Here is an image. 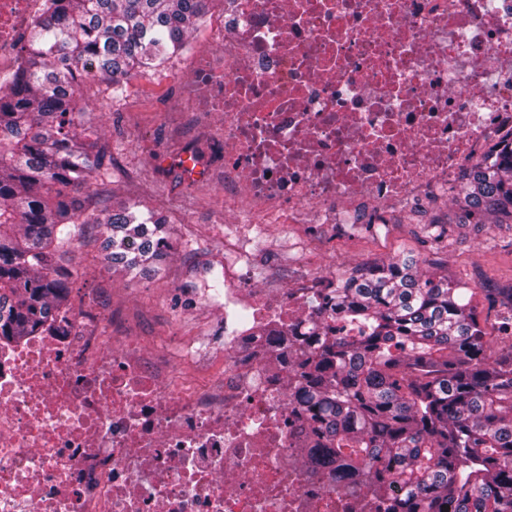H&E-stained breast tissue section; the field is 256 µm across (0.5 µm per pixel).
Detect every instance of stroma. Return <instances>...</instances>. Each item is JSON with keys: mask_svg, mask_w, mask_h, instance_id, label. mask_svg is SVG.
<instances>
[{"mask_svg": "<svg viewBox=\"0 0 512 512\" xmlns=\"http://www.w3.org/2000/svg\"><path fill=\"white\" fill-rule=\"evenodd\" d=\"M222 19L220 0H208L190 49L174 56L156 73L132 74L122 98H111L104 83L84 87L79 101L85 111L82 126L97 132L106 149L105 173L89 191L91 206L103 208L123 200L141 212L165 216L174 248L159 274L123 276L100 263L102 237L89 227L76 241L68 266L75 273L71 300L86 293L125 319L132 334L149 336L171 352L192 348L182 367L218 381L224 369V301L212 296L213 275L233 269L239 256L232 249L235 225L224 220V187L215 180L186 183L160 176L159 155L176 150L180 138L164 124V111L180 107V80L192 72L199 56L213 49L212 31ZM448 199L418 212L406 207L390 210L388 222L372 235L350 224L291 225L280 233L268 225L253 233L247 249L254 279L277 284L278 273L301 275L310 270L339 274L356 267L411 256L440 265L449 278L473 288L512 286V247L500 240L491 224L466 225L433 249L417 231L431 217L455 210Z\"/></svg>", "mask_w": 512, "mask_h": 512, "instance_id": "35a3bbf8", "label": "stroma"}]
</instances>
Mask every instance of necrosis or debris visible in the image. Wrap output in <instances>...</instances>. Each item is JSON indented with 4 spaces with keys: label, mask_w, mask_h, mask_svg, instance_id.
Listing matches in <instances>:
<instances>
[{
    "label": "necrosis or debris",
    "mask_w": 512,
    "mask_h": 512,
    "mask_svg": "<svg viewBox=\"0 0 512 512\" xmlns=\"http://www.w3.org/2000/svg\"><path fill=\"white\" fill-rule=\"evenodd\" d=\"M51 0H0V88ZM218 50L180 85L194 126L161 174L212 176L258 224H380L447 198L512 141V0H224ZM332 277L224 291V378L165 364L81 296L0 343V512H383L302 462L288 371L237 311L289 328Z\"/></svg>",
    "instance_id": "obj_1"
}]
</instances>
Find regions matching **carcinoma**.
Masks as SVG:
<instances>
[{
	"label": "carcinoma",
	"instance_id": "cac0c4a2",
	"mask_svg": "<svg viewBox=\"0 0 512 512\" xmlns=\"http://www.w3.org/2000/svg\"><path fill=\"white\" fill-rule=\"evenodd\" d=\"M205 2L57 0L36 23L0 93V340L49 330L69 308L74 272L61 260L87 224L102 226L114 271H154L169 256L165 216L123 201L92 211L73 194L105 158L77 132L76 89L102 81L121 97L127 76L187 49ZM460 195L456 223L512 232V146L477 162ZM423 233L440 243L448 228L433 219ZM465 289L399 258L337 276L309 317L267 333L272 359L288 356L302 456L387 512H512V336L493 334ZM496 307L511 324L512 288L494 289Z\"/></svg>",
	"mask_w": 512,
	"mask_h": 512
}]
</instances>
